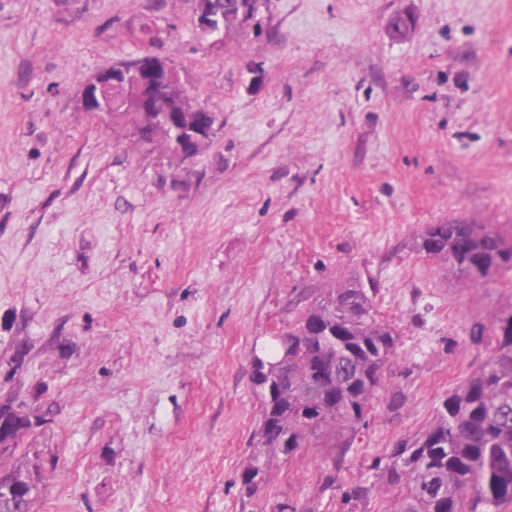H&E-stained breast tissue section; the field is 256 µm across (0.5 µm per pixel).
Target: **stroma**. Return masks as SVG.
<instances>
[{"mask_svg":"<svg viewBox=\"0 0 512 512\" xmlns=\"http://www.w3.org/2000/svg\"><path fill=\"white\" fill-rule=\"evenodd\" d=\"M147 51L219 117L191 162L78 105ZM451 221L512 234V0H258L214 45L191 0H0V403L36 416L0 466L37 470L33 512H390L346 493L512 305L415 251ZM355 277L399 335L384 392L344 459L244 495L252 346Z\"/></svg>","mask_w":512,"mask_h":512,"instance_id":"1","label":"stroma"}]
</instances>
